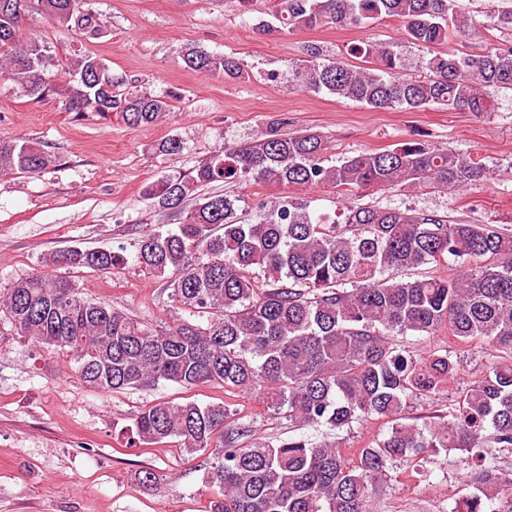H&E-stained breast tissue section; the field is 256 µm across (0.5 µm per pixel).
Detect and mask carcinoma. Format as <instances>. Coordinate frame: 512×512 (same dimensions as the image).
Returning a JSON list of instances; mask_svg holds the SVG:
<instances>
[{"instance_id": "obj_1", "label": "carcinoma", "mask_w": 512, "mask_h": 512, "mask_svg": "<svg viewBox=\"0 0 512 512\" xmlns=\"http://www.w3.org/2000/svg\"><path fill=\"white\" fill-rule=\"evenodd\" d=\"M0 0V78L23 96H67L76 112L122 114L131 126L166 117L170 103L121 86L99 57L73 51L61 65L52 47L26 34L30 9L88 38L106 31L87 0ZM269 33L318 25L396 20L411 43L428 49L422 78L401 76L403 61L385 43L352 53L372 60L354 66L317 53L288 70L306 90H322L370 109L489 112L490 91L512 90V44L472 55L435 50L463 34L467 19L455 0H278ZM493 26L512 31V6L489 4ZM185 67L238 79L230 55L189 49ZM67 79L59 81V71ZM328 142L315 132L270 126L264 138L213 151L186 175L165 176L145 189L160 209L177 213L173 229L139 240L136 262L165 282L173 302L199 317L154 326L85 298L66 278L38 271L0 291V313L17 334L43 350L72 353L79 376L102 393L161 380L184 387L221 384L251 394L293 427L349 429L369 418L386 433L348 462L339 445L303 437L259 439L236 422L230 405L162 401L134 420L129 446L178 440L193 456L215 449L204 474L214 489L208 512H379V488L399 462L424 481L427 462L443 458L463 471L473 492L451 512H512V473L498 452L512 448V231L497 224L448 223L434 213L351 202L342 219L309 212L308 201L284 194L242 220L238 199L200 192L217 181L314 188L359 197L374 188L430 185L463 190L489 177L477 158L405 141L325 164ZM56 156L23 138H0V175H36ZM110 249H70L46 259L112 272ZM455 263L448 275L401 278L422 266ZM446 333L459 344L485 342L493 360L458 389L448 419L419 424L409 400L447 393L458 363L450 351L423 357L397 343L407 333Z\"/></svg>"}]
</instances>
